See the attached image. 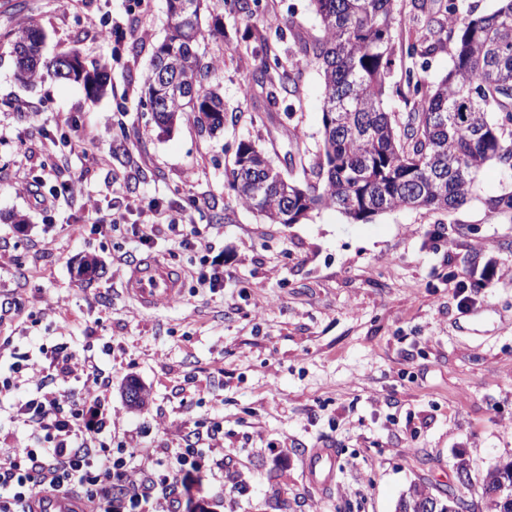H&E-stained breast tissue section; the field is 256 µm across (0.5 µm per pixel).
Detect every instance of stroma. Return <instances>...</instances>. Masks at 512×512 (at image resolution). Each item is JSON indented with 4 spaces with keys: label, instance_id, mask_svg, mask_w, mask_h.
I'll return each instance as SVG.
<instances>
[{
    "label": "stroma",
    "instance_id": "obj_1",
    "mask_svg": "<svg viewBox=\"0 0 512 512\" xmlns=\"http://www.w3.org/2000/svg\"><path fill=\"white\" fill-rule=\"evenodd\" d=\"M165 0H9L0 8V374L22 356L58 344L109 376L114 443L179 446L182 434L220 425L224 458L206 453L191 495L208 512H396L410 487L436 494L456 484L484 503L488 461H512V220L481 198L507 183L485 167L478 197L454 217L396 209L353 223L333 208L297 224H269L224 188L238 143L255 142L286 176L298 151L318 153L322 80L306 70L296 94L268 105L242 90L258 52L289 64L296 33L316 31L309 0H254L252 18L212 0L224 34L201 44L216 62L206 84L224 96V128L202 131L184 116L155 125L144 88L149 60L167 34ZM53 57L77 47L109 67L106 92L14 79L9 35L27 23ZM136 174L138 193L124 182ZM82 177L81 194L64 184ZM54 192L50 209L17 194L20 178ZM191 247L155 225V252L184 275L174 306L146 310L123 290L127 260L140 256L143 203L176 211L193 196ZM120 216V230L85 223L88 211ZM102 272L83 282L81 258ZM224 272L223 287L200 286ZM487 272L485 287H473ZM148 394L129 408L125 386ZM338 456L321 493L304 459Z\"/></svg>",
    "mask_w": 512,
    "mask_h": 512
}]
</instances>
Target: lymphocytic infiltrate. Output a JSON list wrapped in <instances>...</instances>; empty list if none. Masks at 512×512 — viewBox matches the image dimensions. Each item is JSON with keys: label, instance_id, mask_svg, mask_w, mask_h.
I'll use <instances>...</instances> for the list:
<instances>
[{"label": "lymphocytic infiltrate", "instance_id": "obj_1", "mask_svg": "<svg viewBox=\"0 0 512 512\" xmlns=\"http://www.w3.org/2000/svg\"><path fill=\"white\" fill-rule=\"evenodd\" d=\"M24 369L39 385L15 406L25 443L0 440V512H25V502L41 492L75 496L88 512H177L182 473L196 469L201 450L224 447L223 431L213 428L168 449L165 462L135 446L114 457L112 413L102 399L109 380L95 365L60 346Z\"/></svg>", "mask_w": 512, "mask_h": 512}]
</instances>
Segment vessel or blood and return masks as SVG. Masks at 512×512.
<instances>
[{
	"mask_svg": "<svg viewBox=\"0 0 512 512\" xmlns=\"http://www.w3.org/2000/svg\"><path fill=\"white\" fill-rule=\"evenodd\" d=\"M125 292L147 309L168 308L182 296V275L160 256L149 253L130 267L124 282ZM337 456L335 449L317 448L309 455L306 473L310 483L328 490L335 478ZM29 512H86L85 504L75 498L39 494L28 502Z\"/></svg>",
	"mask_w": 512,
	"mask_h": 512,
	"instance_id": "vessel-or-blood-1",
	"label": "vessel or blood"
}]
</instances>
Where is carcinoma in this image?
Here are the masks:
<instances>
[{
    "mask_svg": "<svg viewBox=\"0 0 512 512\" xmlns=\"http://www.w3.org/2000/svg\"><path fill=\"white\" fill-rule=\"evenodd\" d=\"M204 0H166L169 33L155 48L144 81L155 124L170 130L186 112L213 134L224 127V97L204 87L214 64L199 53L201 41L224 34L222 18L201 23ZM319 33L299 35L297 74L316 66L323 81V151L309 160L297 154L303 183L280 176L249 141L239 142L225 188L270 224H296L312 211L334 207L352 222L400 208L455 213L472 199L478 172L494 163L512 171V0L490 14L469 0H425L416 35L396 36L400 0H310ZM45 34L34 24L13 33L16 77L78 82L95 100L108 85L104 65L87 68L75 48L47 59ZM448 51L452 64L435 81L406 70L407 110L388 112L389 77L397 56L428 59ZM262 56L245 84L275 99ZM175 82L163 89L161 77ZM485 209L512 219V187L482 199ZM437 497L413 486L398 512H426Z\"/></svg>",
    "mask_w": 512,
    "mask_h": 512,
    "instance_id": "1",
    "label": "carcinoma"
}]
</instances>
